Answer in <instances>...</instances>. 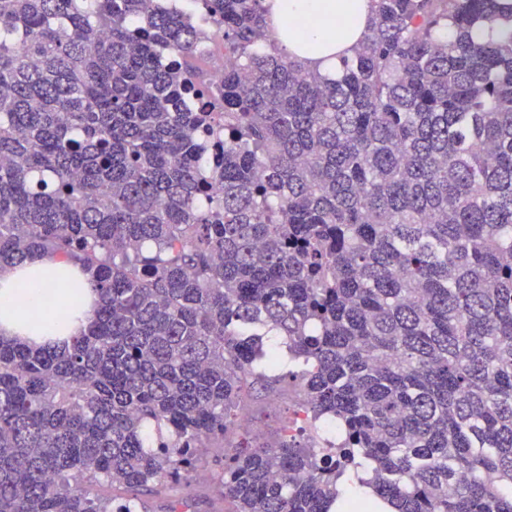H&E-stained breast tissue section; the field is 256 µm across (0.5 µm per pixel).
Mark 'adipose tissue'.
I'll return each mask as SVG.
<instances>
[{"mask_svg": "<svg viewBox=\"0 0 512 512\" xmlns=\"http://www.w3.org/2000/svg\"><path fill=\"white\" fill-rule=\"evenodd\" d=\"M279 48L311 70L339 75L373 14L371 0H268ZM74 263L33 258L0 274V335L30 347L64 346L86 326L96 305Z\"/></svg>", "mask_w": 512, "mask_h": 512, "instance_id": "1", "label": "adipose tissue"}]
</instances>
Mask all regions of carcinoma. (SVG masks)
<instances>
[{
	"label": "carcinoma",
	"instance_id": "carcinoma-1",
	"mask_svg": "<svg viewBox=\"0 0 512 512\" xmlns=\"http://www.w3.org/2000/svg\"><path fill=\"white\" fill-rule=\"evenodd\" d=\"M193 2L0 0V272L99 297L63 348L0 338V512H155L270 334L342 436L235 445L228 512H346L359 469L391 512H512V31L472 36L512 2L372 0L336 79L265 0Z\"/></svg>",
	"mask_w": 512,
	"mask_h": 512
}]
</instances>
